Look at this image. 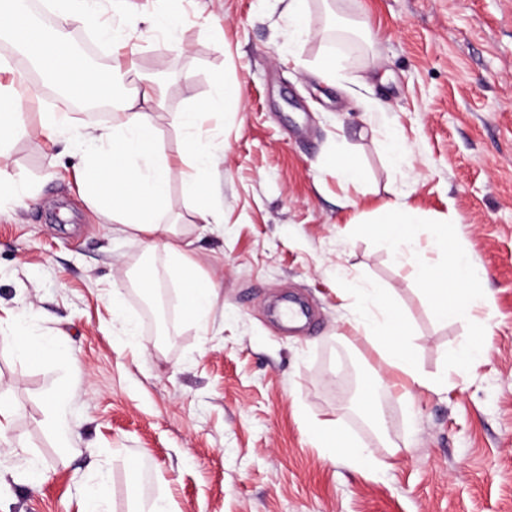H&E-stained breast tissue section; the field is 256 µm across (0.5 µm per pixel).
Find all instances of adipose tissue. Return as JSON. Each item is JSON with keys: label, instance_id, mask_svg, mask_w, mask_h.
I'll use <instances>...</instances> for the list:
<instances>
[{"label": "adipose tissue", "instance_id": "1", "mask_svg": "<svg viewBox=\"0 0 512 512\" xmlns=\"http://www.w3.org/2000/svg\"><path fill=\"white\" fill-rule=\"evenodd\" d=\"M58 2L61 23L48 31L32 21L26 0H0V40L8 50L25 52L37 71L57 88L88 101L100 99L105 93L102 76L74 50L67 25L78 20L101 35L106 34L107 28L100 16L89 9L87 0ZM37 96L34 85L14 79L0 82V156L4 155L6 145L24 132L25 103ZM161 103L157 80L142 78L116 120L110 126L89 132V139L96 141L98 148L89 155L81 171L83 195L108 219L109 233L122 234L132 243L167 255L178 275L184 314L204 328L216 305L217 286L199 272L188 241L181 238L176 225L164 223L163 217L171 203L170 182L177 175L185 201L197 205L202 224H223V210L204 205L210 193L206 174L217 165L218 158L194 140L193 134L205 115L238 108L241 89L235 83L219 82L216 97L176 113L175 123L191 137L185 160L187 168L180 172L175 171L165 152L151 116L153 108ZM423 221L418 211L390 205L385 207L374 230L391 248L406 249L412 243L415 226ZM414 270L429 285L433 312L440 320L475 321L477 310L487 303L484 296L471 288L479 279L480 270L465 251H451L442 265L415 264ZM360 295L356 327L375 345L383 365L400 374L404 384L402 397H409L413 384L428 389L446 386L447 377H429L420 370L406 341V320L387 291L364 288ZM30 318L29 305L21 303L6 309L0 315V336L9 340L19 357L33 364L63 354L68 346L66 337L40 339L29 335ZM307 430L317 447L330 456L343 458L358 469H375L370 448L350 440L339 421H312Z\"/></svg>", "mask_w": 512, "mask_h": 512}]
</instances>
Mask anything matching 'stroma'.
I'll list each match as a JSON object with an SVG mask.
<instances>
[{
	"mask_svg": "<svg viewBox=\"0 0 512 512\" xmlns=\"http://www.w3.org/2000/svg\"><path fill=\"white\" fill-rule=\"evenodd\" d=\"M93 6L136 64L115 75L113 103L141 76L162 82L153 118L176 169L186 139L174 114L215 97L216 76L242 88L241 107L201 131L223 156L208 174L223 226L203 229L171 183L168 218L219 298L200 328L164 253L108 235L76 179L93 144L49 142L39 114L67 113L79 132L111 116L71 110L41 87L26 135L0 158L35 190L0 216V304H31L30 335L62 334L70 347L32 365L0 339V396L18 409L0 445V512H81L82 488L103 471L108 512L160 495L174 512H512V0H309L302 35L288 0H183L167 34L132 20L156 0ZM391 136L407 148L403 164L385 152ZM340 149L361 182L337 178ZM393 202L426 218L415 259L445 261L431 237L445 218L449 246L484 270L475 288L489 300L488 330L474 371L453 372L450 354L475 328L439 321L410 262L370 230ZM144 263L172 313L164 344L142 292L123 297L132 335L112 322L113 289ZM359 283L387 289L420 370L448 377L404 401L378 388L381 428L355 398L336 397L379 364L353 322ZM63 391L74 394L67 448L43 429ZM312 420L340 421L379 470L327 457L307 436Z\"/></svg>",
	"mask_w": 512,
	"mask_h": 512,
	"instance_id": "35a3bbf8",
	"label": "stroma"
}]
</instances>
